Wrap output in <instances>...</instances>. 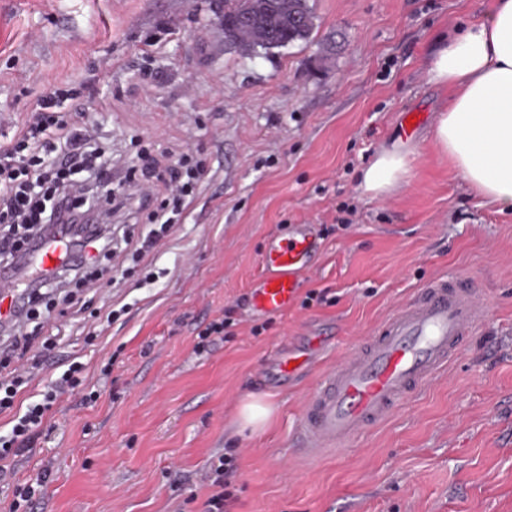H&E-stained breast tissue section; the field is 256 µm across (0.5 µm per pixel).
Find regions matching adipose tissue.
Here are the masks:
<instances>
[{"mask_svg":"<svg viewBox=\"0 0 512 512\" xmlns=\"http://www.w3.org/2000/svg\"><path fill=\"white\" fill-rule=\"evenodd\" d=\"M429 83L448 92L428 136L471 191L512 211V0L442 42L426 63ZM409 176L408 156L382 149L362 173L365 192L385 196Z\"/></svg>","mask_w":512,"mask_h":512,"instance_id":"1","label":"adipose tissue"}]
</instances>
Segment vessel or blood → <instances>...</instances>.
Masks as SVG:
<instances>
[{"instance_id":"1","label":"vessel or blood","mask_w":512,"mask_h":512,"mask_svg":"<svg viewBox=\"0 0 512 512\" xmlns=\"http://www.w3.org/2000/svg\"><path fill=\"white\" fill-rule=\"evenodd\" d=\"M316 239L308 224L271 240L262 256V273L251 285V314L280 316L293 305L308 270ZM67 255L59 238L38 247L29 267L52 269ZM26 292L0 293V322L10 323L25 304ZM485 306L473 279L440 276L382 321L355 350L321 375L307 396L299 421V447L314 457L328 449L344 451L366 429L386 421L427 386L473 336ZM324 348L311 338L307 348L280 349L263 376L271 383L294 380L315 363Z\"/></svg>"}]
</instances>
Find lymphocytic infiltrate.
I'll use <instances>...</instances> for the list:
<instances>
[{"label": "lymphocytic infiltrate", "instance_id": "obj_1", "mask_svg": "<svg viewBox=\"0 0 512 512\" xmlns=\"http://www.w3.org/2000/svg\"><path fill=\"white\" fill-rule=\"evenodd\" d=\"M75 96L74 90L64 88L46 92L19 122L0 113V122L17 126L13 139L0 144V223L23 230L35 224L51 229L60 224L79 227L73 248L82 253L84 267L75 272L73 288L62 296L72 308L78 305L79 294H99L112 286L99 260L112 256L113 218L141 215L149 223L146 235L128 230L121 235L126 250L140 257L178 224L206 174L204 164L189 152L165 151L157 158L146 157L142 167H129L122 194L100 195L87 189L93 172L111 173L112 153L96 131L79 127L74 120V113L82 109ZM57 328L56 317H39L30 310L10 329L27 358L9 371H0V415H9L12 423L9 435H0V477L39 439L52 409L85 382V365L71 361L60 376L44 384L39 401L19 407L21 386L43 369L42 351L56 348L61 339ZM236 471V454L211 461L201 512H231L236 499L229 486Z\"/></svg>", "mask_w": 512, "mask_h": 512}]
</instances>
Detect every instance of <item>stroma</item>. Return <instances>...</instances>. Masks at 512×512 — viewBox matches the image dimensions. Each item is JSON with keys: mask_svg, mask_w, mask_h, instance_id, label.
Masks as SVG:
<instances>
[{"mask_svg": "<svg viewBox=\"0 0 512 512\" xmlns=\"http://www.w3.org/2000/svg\"><path fill=\"white\" fill-rule=\"evenodd\" d=\"M210 0H0V110L23 115L51 85L89 79L111 55L84 122L122 172L131 141L188 148L209 174L180 224L139 270L90 308L123 314L93 344L72 315L49 368L79 357L96 402L68 395L47 436L0 480L45 476L38 512H175L212 457L239 451L232 512H512V212L470 191L426 134L447 103L427 82L439 36L489 0H310L311 38L274 55L224 46ZM343 47L329 49L331 34ZM421 122L402 138L403 113ZM409 150L410 176L375 197L359 176L382 148ZM314 225L321 251L303 276L309 305L254 317L248 293L270 237ZM440 274L475 278L487 315L446 375L369 428L344 454L294 446L318 374L267 384L277 346L327 336L328 367ZM234 308L224 339L198 334ZM111 364L109 376L100 369ZM273 405L270 423L237 428L241 403Z\"/></svg>", "mask_w": 512, "mask_h": 512, "instance_id": "obj_1", "label": "stroma"}]
</instances>
